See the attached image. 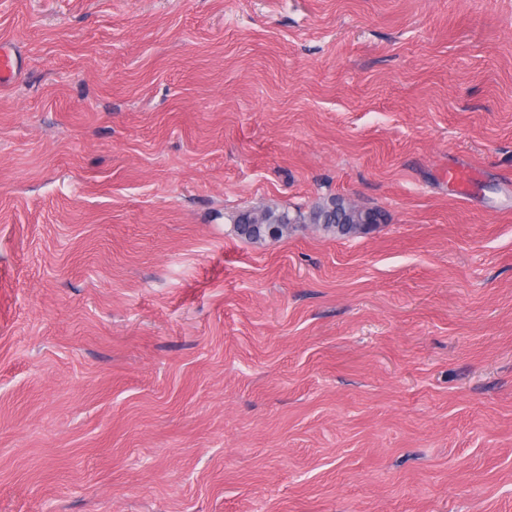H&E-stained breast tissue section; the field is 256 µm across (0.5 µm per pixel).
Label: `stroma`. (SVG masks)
I'll list each match as a JSON object with an SVG mask.
<instances>
[{
    "label": "stroma",
    "instance_id": "obj_1",
    "mask_svg": "<svg viewBox=\"0 0 512 512\" xmlns=\"http://www.w3.org/2000/svg\"><path fill=\"white\" fill-rule=\"evenodd\" d=\"M1 42L0 512H512V0H0ZM330 197L381 221L234 231ZM20 57L9 46H0V86L12 84L20 70Z\"/></svg>",
    "mask_w": 512,
    "mask_h": 512
}]
</instances>
